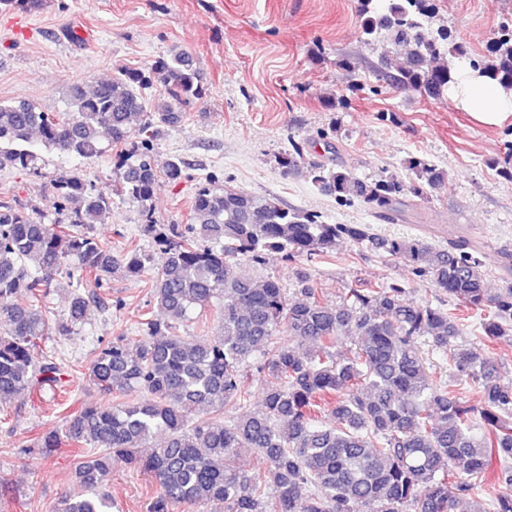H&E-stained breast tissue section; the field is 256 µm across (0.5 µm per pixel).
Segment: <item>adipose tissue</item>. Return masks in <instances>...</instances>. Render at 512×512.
Returning <instances> with one entry per match:
<instances>
[{
	"mask_svg": "<svg viewBox=\"0 0 512 512\" xmlns=\"http://www.w3.org/2000/svg\"><path fill=\"white\" fill-rule=\"evenodd\" d=\"M449 97L473 120L484 125L495 126L512 117V91L505 90L487 76L467 69L462 70Z\"/></svg>",
	"mask_w": 512,
	"mask_h": 512,
	"instance_id": "ef3b65f1",
	"label": "adipose tissue"
}]
</instances>
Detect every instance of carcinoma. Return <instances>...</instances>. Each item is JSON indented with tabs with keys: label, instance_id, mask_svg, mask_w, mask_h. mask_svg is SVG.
I'll list each match as a JSON object with an SVG mask.
<instances>
[{
	"label": "carcinoma",
	"instance_id": "carcinoma-1",
	"mask_svg": "<svg viewBox=\"0 0 512 512\" xmlns=\"http://www.w3.org/2000/svg\"><path fill=\"white\" fill-rule=\"evenodd\" d=\"M361 2L366 40L384 31L404 59L387 80L430 97L455 82L454 60L467 58V49L446 32L439 41L425 37L426 0ZM496 44L493 57L469 65L510 89L512 22L500 24ZM157 82L163 95L146 115L143 90ZM203 95L192 62L179 50L149 73L126 69L91 90L72 86L69 113L0 102V168L37 170L29 149L35 137L61 153L94 159L104 143H125L132 122L145 117L141 148L121 157L110 191L76 173L56 180L63 216L57 223L0 203V299L26 297L23 304L0 305V405L64 387L45 340L82 327L92 308H106L101 288L111 277L145 271L147 256L135 249L117 256L93 233L112 198L143 206L162 254L151 280L162 318L143 319L139 336L112 341L88 364L89 380L114 395L112 404H84L66 416L64 432L49 430L38 439L47 456L64 440L89 449L75 468L77 490L54 512H110L106 481L115 457L154 479L153 512L214 501L224 503V512H455L461 498L500 478L509 488L490 509L471 512H512V387L501 385L496 358L458 342L460 319L406 299L396 283L350 288L336 305L309 286L290 297L276 277L241 276L237 261H259L269 249L311 257L338 239L368 242L404 260L456 304L472 311L493 307L482 323L491 341L512 334V285L490 293L478 252L462 244L445 250L420 239L379 238L367 224H330L273 196L217 189L210 177L196 186L190 224L181 230L154 224L146 209L158 179L152 132L158 123H180L183 109ZM281 166L379 217L399 216L409 208L408 196L425 198L448 184L445 171L417 158L409 161L417 176L410 185L393 175L368 181L307 162L296 145ZM63 272L76 276L75 289L54 326L43 304ZM210 306L219 310L214 331L178 333L195 309ZM282 330L289 340L279 344L274 336ZM344 336L353 341L340 350ZM420 336L477 385L478 404L462 401L447 381L427 372ZM257 357L264 377L277 384H263L261 409L226 415L252 397L246 367ZM326 411L336 425L322 421ZM241 448L254 454L250 469L241 464Z\"/></svg>",
	"mask_w": 512,
	"mask_h": 512
}]
</instances>
